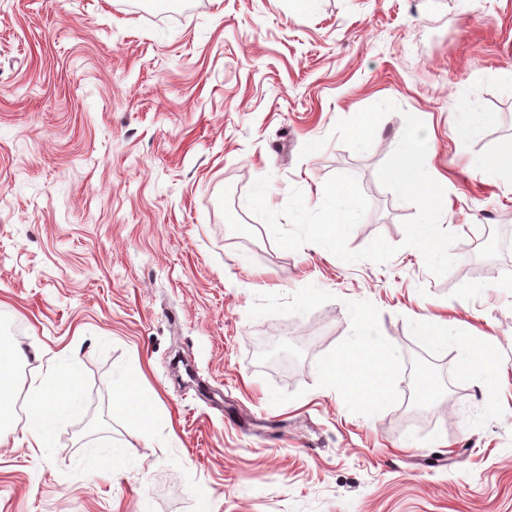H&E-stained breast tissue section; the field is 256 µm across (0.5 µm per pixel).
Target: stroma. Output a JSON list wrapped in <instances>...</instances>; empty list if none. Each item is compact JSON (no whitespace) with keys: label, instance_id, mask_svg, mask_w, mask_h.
<instances>
[{"label":"stroma","instance_id":"stroma-1","mask_svg":"<svg viewBox=\"0 0 512 512\" xmlns=\"http://www.w3.org/2000/svg\"><path fill=\"white\" fill-rule=\"evenodd\" d=\"M155 2L0 0V335L27 354L0 512H512V248L432 275L403 244L415 206L377 176L413 114L451 254L512 239V0ZM386 99L368 151L332 137ZM339 173L370 203L349 248L383 236L388 262L279 248L246 205L267 176L272 209L294 187L317 207ZM353 309L398 361L351 357L348 400L324 372ZM421 316L498 345L437 344ZM67 347L79 404L30 447L28 388ZM408 398L427 424H404ZM92 442L138 468L84 461Z\"/></svg>","mask_w":512,"mask_h":512}]
</instances>
